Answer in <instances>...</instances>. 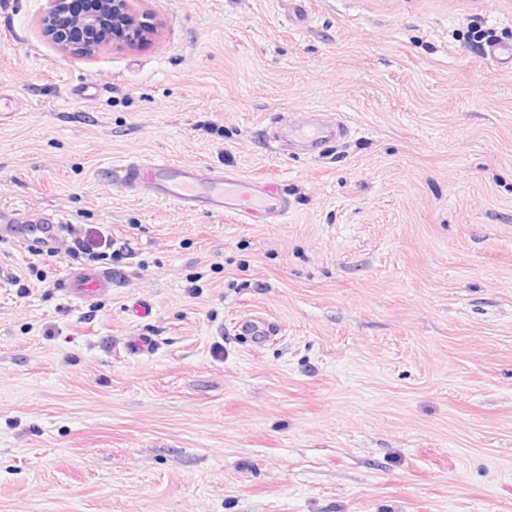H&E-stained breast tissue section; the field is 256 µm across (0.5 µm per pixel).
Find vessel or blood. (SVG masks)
<instances>
[{
    "label": "vessel or blood",
    "instance_id": "obj_1",
    "mask_svg": "<svg viewBox=\"0 0 512 512\" xmlns=\"http://www.w3.org/2000/svg\"><path fill=\"white\" fill-rule=\"evenodd\" d=\"M294 134L323 146L340 138L343 131L301 126ZM108 175L114 187L129 194L147 191L179 210L227 214L241 224L263 216L277 218L287 210L275 182L249 180L221 168H202L162 156H127ZM66 223L59 213L36 218L21 206L0 204V242L39 240L53 248L60 243ZM112 281L111 273L105 271L72 270L65 275L63 286L70 300L90 304L111 292Z\"/></svg>",
    "mask_w": 512,
    "mask_h": 512
}]
</instances>
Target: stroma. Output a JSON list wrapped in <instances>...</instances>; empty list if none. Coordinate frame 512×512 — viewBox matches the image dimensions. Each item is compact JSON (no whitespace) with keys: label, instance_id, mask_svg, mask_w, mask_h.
<instances>
[{"label":"stroma","instance_id":"1","mask_svg":"<svg viewBox=\"0 0 512 512\" xmlns=\"http://www.w3.org/2000/svg\"><path fill=\"white\" fill-rule=\"evenodd\" d=\"M47 7L0 0V204L134 256L78 305L74 262L0 242V512H512V66L467 38L512 44V0H134L156 34L91 57ZM133 152L288 212L110 186ZM343 128L337 127L334 129H328L324 127H304L300 126L294 130V135L298 138L311 141L315 145L320 147L337 140L343 134ZM108 170L111 184L129 194L149 191L181 211L225 213L240 224H254L263 216L278 218L288 208L275 182L249 180L224 168L130 155Z\"/></svg>","mask_w":512,"mask_h":512}]
</instances>
